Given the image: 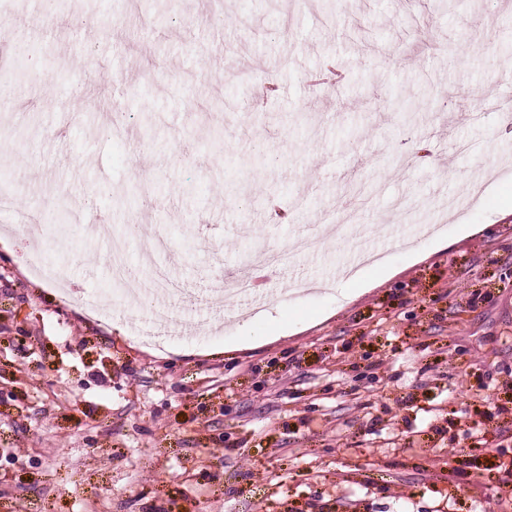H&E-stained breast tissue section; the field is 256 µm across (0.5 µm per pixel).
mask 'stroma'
Masks as SVG:
<instances>
[{"instance_id":"1","label":"stroma","mask_w":512,"mask_h":512,"mask_svg":"<svg viewBox=\"0 0 512 512\" xmlns=\"http://www.w3.org/2000/svg\"><path fill=\"white\" fill-rule=\"evenodd\" d=\"M163 2L0 0V51L17 37L42 59L0 108V234L18 211L71 213L39 231L68 288L0 244V512H498L512 0ZM349 181L371 201L334 239ZM305 236L290 263L250 265ZM116 239L139 282L162 267L205 301L165 347L133 337L150 301L116 300ZM366 251L393 277L341 300ZM228 272L266 294L244 332ZM292 281L321 287L296 302Z\"/></svg>"}]
</instances>
